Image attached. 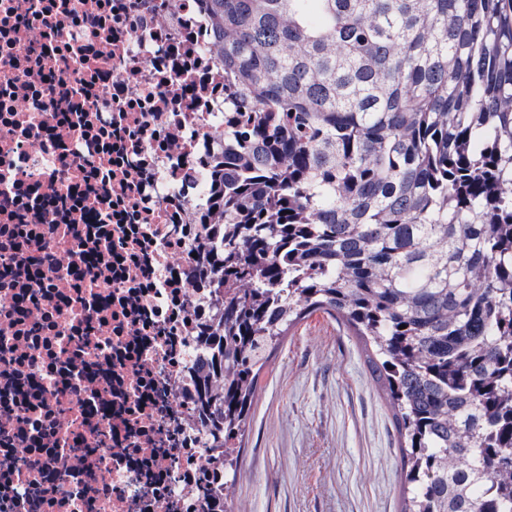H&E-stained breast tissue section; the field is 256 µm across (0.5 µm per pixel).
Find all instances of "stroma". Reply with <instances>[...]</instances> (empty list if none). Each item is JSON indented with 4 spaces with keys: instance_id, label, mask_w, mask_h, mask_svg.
Listing matches in <instances>:
<instances>
[{
    "instance_id": "obj_1",
    "label": "stroma",
    "mask_w": 512,
    "mask_h": 512,
    "mask_svg": "<svg viewBox=\"0 0 512 512\" xmlns=\"http://www.w3.org/2000/svg\"><path fill=\"white\" fill-rule=\"evenodd\" d=\"M391 412L356 337L318 314L263 370L233 512H400Z\"/></svg>"
}]
</instances>
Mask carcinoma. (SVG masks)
<instances>
[{
    "label": "carcinoma",
    "instance_id": "cac0c4a2",
    "mask_svg": "<svg viewBox=\"0 0 512 512\" xmlns=\"http://www.w3.org/2000/svg\"><path fill=\"white\" fill-rule=\"evenodd\" d=\"M203 2V476L226 494L271 352L320 312L391 409L401 512H512V0Z\"/></svg>",
    "mask_w": 512,
    "mask_h": 512
}]
</instances>
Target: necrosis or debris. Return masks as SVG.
<instances>
[{"label":"necrosis or debris","mask_w":512,"mask_h":512,"mask_svg":"<svg viewBox=\"0 0 512 512\" xmlns=\"http://www.w3.org/2000/svg\"><path fill=\"white\" fill-rule=\"evenodd\" d=\"M200 0H0V512H204Z\"/></svg>","instance_id":"necrosis-or-debris-1"}]
</instances>
